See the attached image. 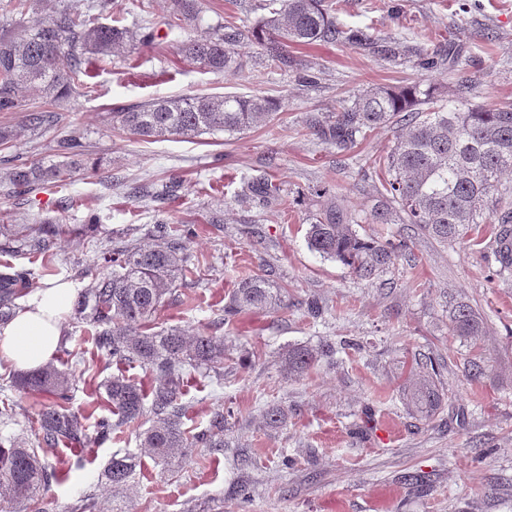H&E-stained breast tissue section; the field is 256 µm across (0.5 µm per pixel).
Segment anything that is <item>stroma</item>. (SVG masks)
Wrapping results in <instances>:
<instances>
[{
  "label": "stroma",
  "mask_w": 512,
  "mask_h": 512,
  "mask_svg": "<svg viewBox=\"0 0 512 512\" xmlns=\"http://www.w3.org/2000/svg\"><path fill=\"white\" fill-rule=\"evenodd\" d=\"M341 24L389 42L413 37L431 49L454 42L465 55L464 72L425 70L416 56L394 66L356 45L294 46L297 66L288 74H214L183 61L176 35L134 43L97 71L96 92L72 101L57 127L38 136L22 129V115L0 112V127L16 130L10 152L20 160L52 162L58 130L76 132L98 172L76 174L66 189L48 185L24 196L0 184V225L31 224L60 217L56 244L41 254L9 247L0 236V264L30 271V285L61 281L87 288L90 267L112 243L144 238L155 220L191 223L196 236L183 240L188 271L172 300L152 318L154 329L187 333L218 331L230 357L224 378L185 377L181 401L185 428L207 430L215 410L224 412V449H190L168 466L142 456L131 487L104 485L115 451H137L138 435L151 414L126 426L120 439L76 452L59 448L69 477L51 484L42 512H74L97 489L89 512H512V275H498L495 229L477 227V241L446 247L405 224H361L360 236L412 240L410 260L386 274L387 285L357 279L338 262L306 243L307 221L321 205L314 187L327 188L351 211L370 210L379 179L370 161L394 141L390 128L345 155L307 130L312 112L335 111L338 101L372 85H434L451 97L461 74L474 81L477 102L498 105L512 98V0H343ZM318 81L305 83V70ZM236 93L261 95L282 108L265 127L228 136L203 135L152 141L133 139L110 125L112 109L157 97ZM182 182L164 202L130 197L131 184ZM281 185L288 207L235 199L243 179ZM223 223H209L212 214ZM99 224L88 230L86 220ZM270 275L284 305L249 311L225 321L224 306L237 282ZM317 300L324 313L308 316ZM478 308L487 324L479 346L448 333V315L458 303ZM74 371L73 410L107 416L101 382L110 374L86 324L64 320ZM336 346L309 372L290 377L278 361L291 345ZM484 374H466L472 358ZM440 364L445 400L428 420L406 411L400 389L417 363ZM14 373L0 367V400L15 405L12 433L29 429L45 397L7 389ZM282 408L281 422L265 412Z\"/></svg>",
  "instance_id": "stroma-1"
}]
</instances>
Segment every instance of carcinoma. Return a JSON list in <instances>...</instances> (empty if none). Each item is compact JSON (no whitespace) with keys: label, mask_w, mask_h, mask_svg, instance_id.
<instances>
[{"label":"carcinoma","mask_w":512,"mask_h":512,"mask_svg":"<svg viewBox=\"0 0 512 512\" xmlns=\"http://www.w3.org/2000/svg\"><path fill=\"white\" fill-rule=\"evenodd\" d=\"M280 8L270 11L254 26L245 28L233 17L200 34L178 42V51L188 62L221 74L244 71L250 56L246 45L261 51L265 66L283 73L296 61L290 45L337 43L357 45L398 62V48L385 39L352 29L336 21V0H271ZM103 14L108 0H92L85 10L71 4L60 6L45 20L33 14L32 0L0 3V16L19 18L22 34L0 35V112L23 113L22 126L32 133L58 122L57 109L63 104L94 92L88 83L95 68L112 63L132 42H153L157 22L139 3L131 24L120 17L102 24L91 11ZM204 12L202 0H170L163 21L167 33L199 27ZM418 65L429 69L448 61V67L463 66L453 44L448 58L435 51H416ZM41 90L44 107H22L19 92ZM471 84H459L457 97L443 102L435 89L421 82L404 86H372L343 98L336 111L312 115L307 128L340 153L367 140L377 129L396 128L393 145L374 161L381 173L378 199L366 216L340 207L332 197L310 218L306 238L309 248L325 259L335 260L360 279L381 277L403 255L407 241L381 242L361 237L355 224H412L443 245H454L468 237L472 225L487 220L500 225L494 255L498 273L512 271V188L504 175L512 172V101L487 108L471 97ZM281 109L279 101L260 95H196L184 98H155L112 112V128L141 140L169 135L193 139L203 134H239L268 125ZM62 160L48 165L35 161L10 164L4 160L6 180L13 188L30 193L45 185L63 188L73 172L84 166L80 139L71 131L54 145ZM180 182L171 180L152 190L132 185L129 193L155 201L172 195ZM238 196L280 204V186L265 178L242 182ZM56 219L46 217L37 226L24 225L35 233L22 242L31 250L44 251L49 238L57 235ZM192 233L188 224L172 226L157 222L148 230L153 242L126 241L97 257L99 272L90 285L78 293L75 318L95 331L97 346L115 365L138 364L149 372L146 385L119 372L103 383L112 416L100 419L89 430L87 417L68 409L76 387L74 373L50 362L36 370L20 373L12 386L28 394H48L53 401L44 406L30 427L31 435L0 438V499L12 512L39 504L51 483H62L67 471L49 461L63 445L70 449L89 448L123 432L142 415L153 414V424L139 436L142 453L166 464L182 459L189 448L213 451L224 448L215 433L224 431V412L216 411L210 429L191 433L184 428L186 410L181 403L186 368L218 378L224 376L227 346L214 332L187 334L179 328L153 331V315L174 292L185 271L180 238ZM28 273H0V324L14 316L16 300L23 296ZM275 282L264 276L240 280L224 305V320L243 311H264L278 305ZM450 331L478 345L485 334L481 314L468 304L450 313ZM329 348L290 347L282 355L281 368L288 376L307 373ZM406 405L424 417L433 416L442 398L428 373H416L404 386ZM138 455H112L105 470L106 483L122 488L136 475Z\"/></svg>","instance_id":"1"}]
</instances>
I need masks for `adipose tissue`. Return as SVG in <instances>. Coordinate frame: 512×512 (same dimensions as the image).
Wrapping results in <instances>:
<instances>
[{"instance_id": "obj_1", "label": "adipose tissue", "mask_w": 512, "mask_h": 512, "mask_svg": "<svg viewBox=\"0 0 512 512\" xmlns=\"http://www.w3.org/2000/svg\"><path fill=\"white\" fill-rule=\"evenodd\" d=\"M73 294L68 282L36 288L14 318L0 326V358L22 371L49 363L63 339L62 321Z\"/></svg>"}]
</instances>
